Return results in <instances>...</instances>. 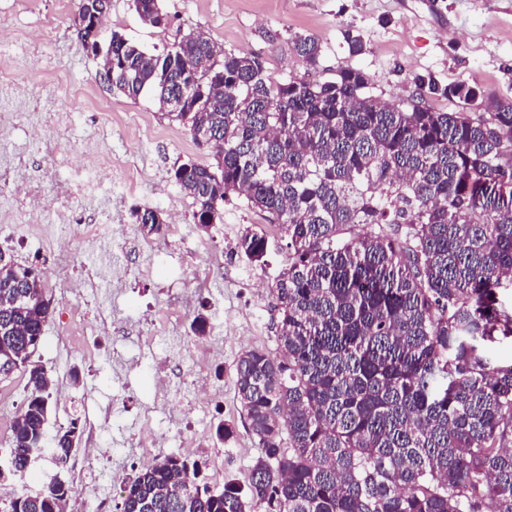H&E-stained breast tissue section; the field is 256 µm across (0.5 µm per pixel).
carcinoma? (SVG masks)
Returning a JSON list of instances; mask_svg holds the SVG:
<instances>
[{
	"instance_id": "cac0c4a2",
	"label": "carcinoma",
	"mask_w": 512,
	"mask_h": 512,
	"mask_svg": "<svg viewBox=\"0 0 512 512\" xmlns=\"http://www.w3.org/2000/svg\"><path fill=\"white\" fill-rule=\"evenodd\" d=\"M161 28V0H132ZM110 0H76L82 45L112 47L108 85L129 98L153 92L210 165L172 168L193 219L221 224L236 197L287 239L272 287L276 355L242 353L237 397L261 455L247 489L215 493L201 466L168 455L124 487L121 512H512V99L419 76V102L368 93L364 69L341 67L315 83L272 82L262 61L223 51L191 31L155 54L117 31L103 35ZM348 52L367 47L345 31ZM312 68L321 46L293 38ZM204 91L190 87L205 75ZM458 101L435 110L425 95ZM147 234L166 224L133 211ZM370 231L359 236L354 227ZM238 251L267 254L247 230ZM51 314L39 273L0 249V360L26 378L8 459L3 512H64L74 488L53 480L26 490L30 456L70 458L77 420L47 435L51 377L34 360Z\"/></svg>"
}]
</instances>
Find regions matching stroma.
Masks as SVG:
<instances>
[{"label": "stroma", "mask_w": 512, "mask_h": 512, "mask_svg": "<svg viewBox=\"0 0 512 512\" xmlns=\"http://www.w3.org/2000/svg\"><path fill=\"white\" fill-rule=\"evenodd\" d=\"M55 2L0 0V38L20 32L29 37L20 54H1L0 64L30 77L0 90V214L19 226H42L51 238L76 248L68 263L24 237L11 253L21 265L39 262L53 301L35 354L54 381L49 431L87 417L104 421L105 428L98 433L100 467L61 468L46 453L33 465L32 488L41 490L55 478L86 483L95 487L103 512H120L123 488L143 466L137 422L147 411L158 437L154 457L190 443L213 448V466L204 472L211 488L222 490L227 476L247 484L261 450L237 399L235 365L244 351L276 349L270 288L285 265V242L275 225L237 199L225 203L223 223L206 229L194 223L192 200L169 170L177 162L213 163L212 151L164 116L153 94L131 99L107 88L99 77L101 58L77 40L73 13L56 17ZM162 8L170 24L154 28L140 20L132 0H111L105 26L151 52L201 30L224 50L260 57L275 81L305 73L292 40L308 34L320 42L325 77L340 67L363 68L373 78L370 94L399 106L412 100L418 74L512 99V0H162ZM51 16L52 38L40 42ZM348 29L362 35L363 55L350 56ZM87 79L101 110L83 106L79 89ZM97 152L115 160L113 182L126 170L140 172L137 195L91 201L74 187L60 192L56 180L66 166L92 165ZM24 184L45 189L40 208L29 207L20 191ZM135 206L163 212L165 231L144 236L131 216ZM75 219L106 220L124 227L126 235L76 243ZM248 229L263 230L269 239L263 263L248 262L237 250ZM206 242L223 246V261L203 250ZM65 275L94 279L79 323L66 320ZM200 311L208 316L202 336L190 329ZM84 322L94 334L81 335ZM200 375L210 382L212 397L196 410L192 382ZM24 384L18 373L0 381L1 458L9 451ZM221 421L236 430L223 443L213 435Z\"/></svg>", "instance_id": "1"}]
</instances>
